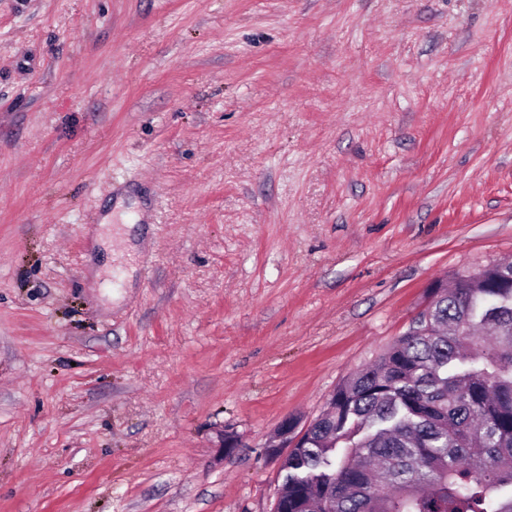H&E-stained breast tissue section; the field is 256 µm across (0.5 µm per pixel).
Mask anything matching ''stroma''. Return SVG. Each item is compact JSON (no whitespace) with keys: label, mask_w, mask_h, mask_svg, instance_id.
<instances>
[{"label":"stroma","mask_w":512,"mask_h":512,"mask_svg":"<svg viewBox=\"0 0 512 512\" xmlns=\"http://www.w3.org/2000/svg\"><path fill=\"white\" fill-rule=\"evenodd\" d=\"M510 260L512 0H0V512H273L281 420Z\"/></svg>","instance_id":"obj_1"}]
</instances>
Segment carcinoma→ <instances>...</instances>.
Listing matches in <instances>:
<instances>
[{
	"mask_svg": "<svg viewBox=\"0 0 512 512\" xmlns=\"http://www.w3.org/2000/svg\"><path fill=\"white\" fill-rule=\"evenodd\" d=\"M439 292L283 459L287 512H512V263Z\"/></svg>",
	"mask_w": 512,
	"mask_h": 512,
	"instance_id": "obj_1",
	"label": "carcinoma"
}]
</instances>
